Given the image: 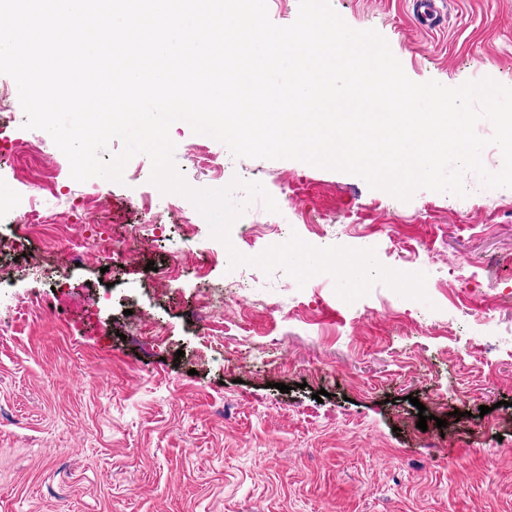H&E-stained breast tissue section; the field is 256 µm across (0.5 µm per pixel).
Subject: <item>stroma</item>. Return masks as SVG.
<instances>
[{
    "label": "stroma",
    "mask_w": 512,
    "mask_h": 512,
    "mask_svg": "<svg viewBox=\"0 0 512 512\" xmlns=\"http://www.w3.org/2000/svg\"><path fill=\"white\" fill-rule=\"evenodd\" d=\"M331 4L379 32L412 81L512 86V0H445L429 31L409 0ZM25 122L14 105L0 190L39 196L50 221L24 233L0 223L12 241L0 512H512V189L421 188L404 202L354 174L237 158L189 125L171 129L190 187L259 181L277 201L275 213L248 205L232 228L242 254L266 248L251 225L274 224L281 239L372 248L386 268L427 275L426 301L379 282L349 303L326 274L301 287L256 268L240 285L192 202L151 183L146 155L122 181L78 182ZM42 174L60 197L42 194ZM87 194L94 223L71 206ZM155 217L162 229L131 243ZM150 262L181 275L152 279ZM203 286L230 311L201 319Z\"/></svg>",
    "instance_id": "stroma-1"
}]
</instances>
